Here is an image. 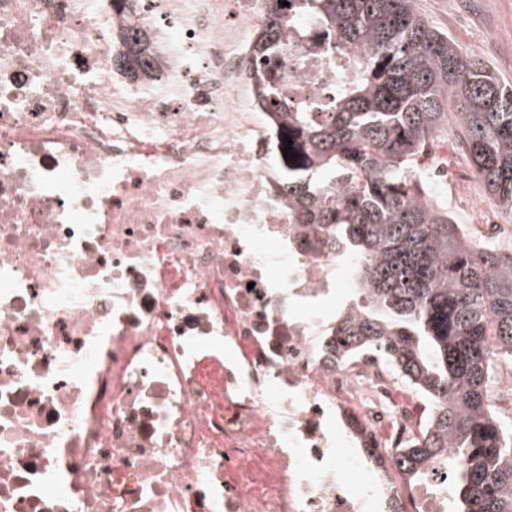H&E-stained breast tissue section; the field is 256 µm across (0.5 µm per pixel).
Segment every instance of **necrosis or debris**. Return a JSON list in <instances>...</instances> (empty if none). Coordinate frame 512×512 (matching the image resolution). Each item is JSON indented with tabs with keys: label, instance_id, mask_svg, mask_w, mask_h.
<instances>
[{
	"label": "necrosis or debris",
	"instance_id": "obj_1",
	"mask_svg": "<svg viewBox=\"0 0 512 512\" xmlns=\"http://www.w3.org/2000/svg\"><path fill=\"white\" fill-rule=\"evenodd\" d=\"M267 0H0V512H382L420 416L328 357L346 263L296 248L258 101ZM281 93L326 111L343 56L305 15ZM120 37L122 41L130 43L134 47L135 53L133 55L123 54L117 60V65L125 67L130 72L152 73L155 61L149 47L148 36H144L142 29L135 25V21L130 15L126 27L120 32Z\"/></svg>",
	"mask_w": 512,
	"mask_h": 512
}]
</instances>
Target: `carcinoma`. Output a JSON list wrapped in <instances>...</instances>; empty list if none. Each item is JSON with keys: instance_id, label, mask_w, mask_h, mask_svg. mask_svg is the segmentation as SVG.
<instances>
[{"instance_id": "carcinoma-1", "label": "carcinoma", "mask_w": 512, "mask_h": 512, "mask_svg": "<svg viewBox=\"0 0 512 512\" xmlns=\"http://www.w3.org/2000/svg\"><path fill=\"white\" fill-rule=\"evenodd\" d=\"M269 0L255 63L261 102L293 141L283 182L304 248L353 259L367 304L336 314L329 357L371 353L426 397V420L394 456L405 481L445 466L456 512H512V419L491 396L494 364L512 363V248L495 250L412 172L455 103L461 151L484 193L512 208V82L465 53L415 0ZM347 54L333 111L281 96L278 57L296 16ZM117 64L150 74L154 56L133 18Z\"/></svg>"}]
</instances>
